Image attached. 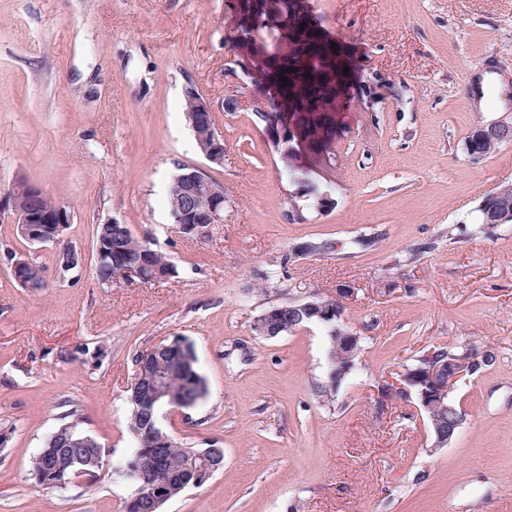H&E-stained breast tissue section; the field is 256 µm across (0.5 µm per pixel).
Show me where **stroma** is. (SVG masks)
Wrapping results in <instances>:
<instances>
[{
	"label": "stroma",
	"instance_id": "obj_1",
	"mask_svg": "<svg viewBox=\"0 0 512 512\" xmlns=\"http://www.w3.org/2000/svg\"><path fill=\"white\" fill-rule=\"evenodd\" d=\"M307 4L343 75L334 110L289 113L281 148L254 114V55L227 0H0V200L23 179L71 214L45 244L0 221V512H123L133 359L176 338L208 393L159 424L217 443L224 468L163 512H512V224L478 211L512 184V142L465 150L478 125L512 120V0ZM190 84L212 104L223 166L196 145ZM184 166L224 187V221L203 236L177 233L164 203ZM114 221L176 276L100 284L95 234ZM9 251L42 267L41 293L11 279ZM344 286L363 347L326 398V328L264 339L252 324ZM436 347L481 358L449 394L462 424L444 448L415 398L376 408L382 382ZM69 412L109 466L49 489L32 460Z\"/></svg>",
	"mask_w": 512,
	"mask_h": 512
}]
</instances>
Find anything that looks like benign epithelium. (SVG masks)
I'll list each match as a JSON object with an SVG mask.
<instances>
[{"label":"benign epithelium","mask_w":512,"mask_h":512,"mask_svg":"<svg viewBox=\"0 0 512 512\" xmlns=\"http://www.w3.org/2000/svg\"><path fill=\"white\" fill-rule=\"evenodd\" d=\"M203 139L205 142L201 143V147L206 161L216 166L223 165V136L215 128L210 127L204 133ZM511 141L512 121L501 120L476 127L468 137L465 149L467 154L473 157L478 155L479 147L484 143ZM175 179L181 183L184 199L191 201L202 196L209 199L205 209L199 210L189 205L180 211L177 217L180 223L178 233H183L187 224L224 223V186L209 182L207 173L194 166L185 167ZM42 194L41 188L30 183H17L8 194L10 218L17 224L19 235L33 244L58 240L64 227L71 220L70 213L63 206L48 212L32 206V201L40 198ZM488 205L492 206L490 223L512 224V184L502 185L487 195L481 206ZM123 273L126 282H158L170 278V274L161 270L146 277L139 263L126 265ZM351 294L350 288H338L333 296L313 294L292 307L287 303L273 305L256 317V335L274 339L313 322L328 328L332 339L329 379L332 386L337 388L354 368L353 359L360 339L358 334L344 325L343 299ZM470 364L469 359L438 361L431 358L423 366L405 369L399 380L381 385V398L414 395L418 408L424 412L428 420L433 447H445L456 437L462 420H456L447 428L442 423L441 414L448 409L450 390L460 378L469 373ZM164 384L165 375L161 372L155 371L142 376L132 387L131 400L137 405H151L161 397ZM82 444L81 439L66 437L55 448V464L40 465L39 473L36 474L38 481L49 488H54L65 484L64 477L68 472L82 473L87 465L104 467V459L93 460L79 450ZM146 468L162 470L164 466L160 457L148 454L146 448H139L122 468L121 473L131 474L138 480L137 488L129 499V506L138 512H147L149 509L155 512L162 508L168 498V480L164 479L159 484H149L141 480V473ZM220 468L221 463L210 460L208 451L196 454L188 463L182 488L203 485Z\"/></svg>","instance_id":"benign-epithelium-1"}]
</instances>
